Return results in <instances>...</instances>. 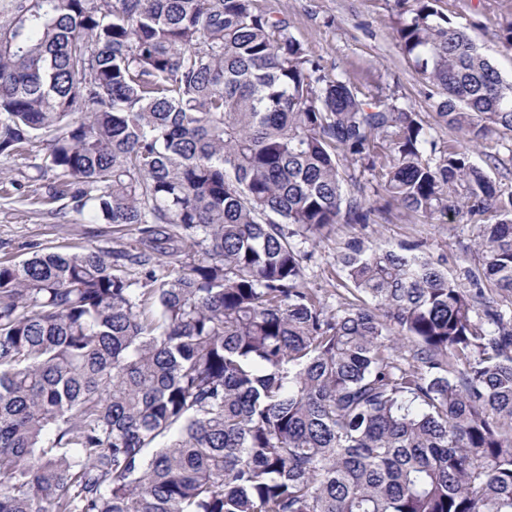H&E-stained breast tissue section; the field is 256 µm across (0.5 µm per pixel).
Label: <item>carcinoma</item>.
Instances as JSON below:
<instances>
[{"mask_svg": "<svg viewBox=\"0 0 512 512\" xmlns=\"http://www.w3.org/2000/svg\"><path fill=\"white\" fill-rule=\"evenodd\" d=\"M393 38L447 140L256 0H0V157L111 250L0 261V512H512V192L472 163L512 81L436 8ZM484 217L450 278L317 233Z\"/></svg>", "mask_w": 512, "mask_h": 512, "instance_id": "carcinoma-1", "label": "carcinoma"}]
</instances>
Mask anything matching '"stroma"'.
<instances>
[{"mask_svg": "<svg viewBox=\"0 0 512 512\" xmlns=\"http://www.w3.org/2000/svg\"><path fill=\"white\" fill-rule=\"evenodd\" d=\"M392 4L393 0H258L261 9L290 21L294 35L327 71L348 76L366 94L398 98L423 116L432 117L435 108L428 90L393 39L396 17ZM437 7L464 28L502 76L512 81V52L500 40L512 27V0H438ZM34 161L26 152L0 158V168L7 171L6 177L0 178V261L27 259L37 247L47 251H75L85 245L110 249L134 238V231L128 228L88 223L68 201L26 202L22 191L11 189L10 183L24 181ZM474 232L466 215L445 224L437 217L396 211L387 220L366 227L340 224L315 248L306 264V278L311 287L333 291L342 277L333 260L336 247L354 236L382 246L423 242L449 274L459 277Z\"/></svg>", "mask_w": 512, "mask_h": 512, "instance_id": "35a3bbf8", "label": "stroma"}]
</instances>
